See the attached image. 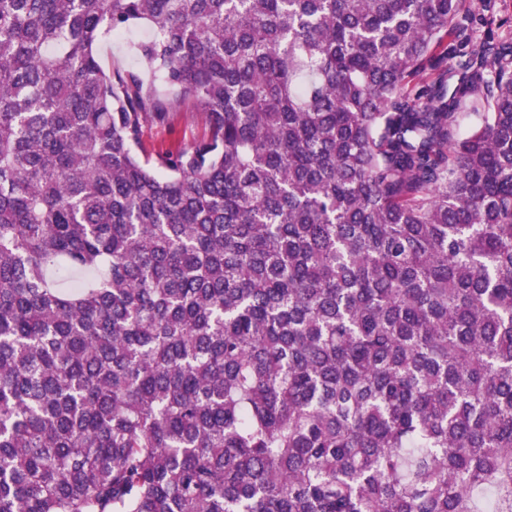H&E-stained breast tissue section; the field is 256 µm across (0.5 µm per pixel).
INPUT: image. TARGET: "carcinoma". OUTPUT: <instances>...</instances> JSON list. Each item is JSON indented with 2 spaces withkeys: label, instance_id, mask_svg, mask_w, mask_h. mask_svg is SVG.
I'll use <instances>...</instances> for the list:
<instances>
[{
  "label": "carcinoma",
  "instance_id": "carcinoma-1",
  "mask_svg": "<svg viewBox=\"0 0 512 512\" xmlns=\"http://www.w3.org/2000/svg\"><path fill=\"white\" fill-rule=\"evenodd\" d=\"M471 3L0 0V512H512V42ZM146 28L142 26L133 27L122 39H109L98 46V53L103 65L106 68L115 67H137L143 68L141 60L136 57L131 49L132 41L147 37ZM204 132V117L187 107L171 114L165 123L150 122L145 128L144 146L148 151L177 150L188 146Z\"/></svg>",
  "mask_w": 512,
  "mask_h": 512
}]
</instances>
